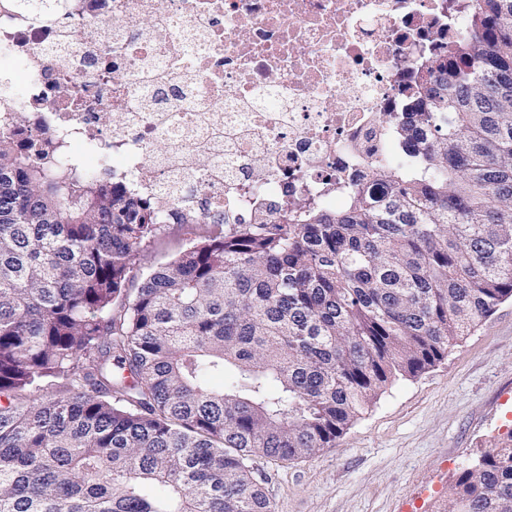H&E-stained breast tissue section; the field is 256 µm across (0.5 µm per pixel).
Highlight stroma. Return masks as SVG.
I'll return each instance as SVG.
<instances>
[{"label": "stroma", "instance_id": "obj_1", "mask_svg": "<svg viewBox=\"0 0 512 512\" xmlns=\"http://www.w3.org/2000/svg\"><path fill=\"white\" fill-rule=\"evenodd\" d=\"M191 227L167 224L142 267L176 258ZM512 428V298L447 356L387 387L332 447L258 460L274 512H431L465 465Z\"/></svg>", "mask_w": 512, "mask_h": 512}]
</instances>
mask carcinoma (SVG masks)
I'll list each match as a JSON object with an SVG mask.
<instances>
[{
    "label": "carcinoma",
    "instance_id": "1",
    "mask_svg": "<svg viewBox=\"0 0 512 512\" xmlns=\"http://www.w3.org/2000/svg\"><path fill=\"white\" fill-rule=\"evenodd\" d=\"M478 2L401 163L339 211L183 214L209 229L145 273L157 207L0 136V512H273L255 458L317 454L512 298V0ZM434 509L512 512V446Z\"/></svg>",
    "mask_w": 512,
    "mask_h": 512
}]
</instances>
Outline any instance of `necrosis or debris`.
I'll return each mask as SVG.
<instances>
[{
  "mask_svg": "<svg viewBox=\"0 0 512 512\" xmlns=\"http://www.w3.org/2000/svg\"><path fill=\"white\" fill-rule=\"evenodd\" d=\"M475 5L67 0L60 21L55 0H27L0 9V56L30 76L15 139L95 147L173 217L251 224L300 197L330 206L397 158L418 70L467 36Z\"/></svg>",
  "mask_w": 512,
  "mask_h": 512,
  "instance_id": "necrosis-or-debris-1",
  "label": "necrosis or debris"
}]
</instances>
